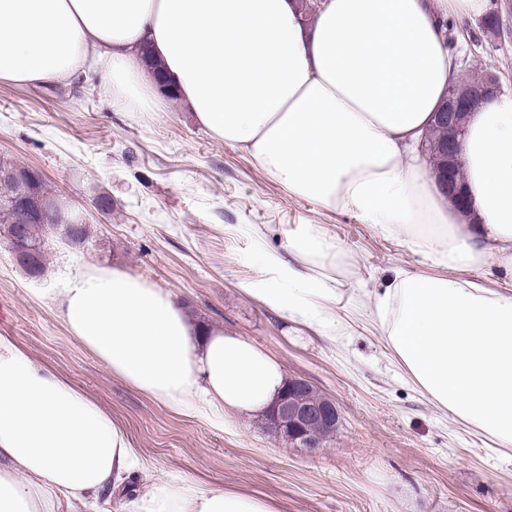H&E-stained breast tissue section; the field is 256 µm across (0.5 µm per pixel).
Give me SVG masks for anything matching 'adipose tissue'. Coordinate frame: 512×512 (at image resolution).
<instances>
[{"label": "adipose tissue", "instance_id": "obj_1", "mask_svg": "<svg viewBox=\"0 0 512 512\" xmlns=\"http://www.w3.org/2000/svg\"><path fill=\"white\" fill-rule=\"evenodd\" d=\"M489 0H327L312 26L295 0H0V84L99 71L116 102L156 112L140 52L213 136L247 151L289 196L400 238L432 272L402 270L373 311L411 381L500 448L512 447V289L468 272L512 275V92L471 113L462 145L471 210L445 204L409 155L454 78L443 20ZM320 227L289 237V289L269 304L316 321L339 295L317 272ZM72 337L113 374L180 413L263 412L284 384L253 342L189 321L139 277L84 268L56 299ZM140 466L126 434L93 401L0 339V512H56L119 488ZM126 512H273L261 500L155 481Z\"/></svg>", "mask_w": 512, "mask_h": 512}]
</instances>
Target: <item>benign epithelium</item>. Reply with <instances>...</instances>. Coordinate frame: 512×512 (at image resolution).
<instances>
[{
    "instance_id": "benign-epithelium-1",
    "label": "benign epithelium",
    "mask_w": 512,
    "mask_h": 512,
    "mask_svg": "<svg viewBox=\"0 0 512 512\" xmlns=\"http://www.w3.org/2000/svg\"><path fill=\"white\" fill-rule=\"evenodd\" d=\"M500 90L501 84L497 79L491 83L477 81L465 87L453 85L448 89L444 108L435 122V125L448 131L440 146L441 151L448 156V167L433 171V175L448 184L452 191V205L463 212L467 210V200L456 174L462 166V140L467 114ZM42 179V172L36 168L27 167L18 172L6 161L0 160V180L19 182L24 186V191L18 196L1 199L0 208L7 210L23 205L35 216L48 211L51 204L37 192V185ZM7 245L21 263L35 265L38 247L28 241L24 226L20 225L14 230ZM337 421L335 403L315 395L314 387L300 377L288 379L284 390L264 415V424L268 428L311 454L324 447L325 443V438L316 434L315 429L330 428Z\"/></svg>"
}]
</instances>
